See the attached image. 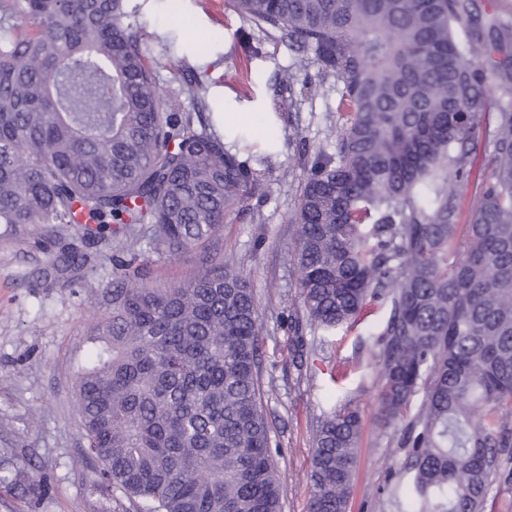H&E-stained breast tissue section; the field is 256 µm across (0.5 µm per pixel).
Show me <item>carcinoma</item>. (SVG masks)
<instances>
[{"label":"carcinoma","mask_w":512,"mask_h":512,"mask_svg":"<svg viewBox=\"0 0 512 512\" xmlns=\"http://www.w3.org/2000/svg\"><path fill=\"white\" fill-rule=\"evenodd\" d=\"M229 3L312 54L308 94L336 80V153H317L292 218L298 285L325 330L369 299L388 307L377 415L406 452L404 512H484L493 486L512 487V104L463 229L448 176L464 184L477 150L483 59L499 56L512 96V14L476 0ZM141 40L129 0H0V224L60 240L83 224L177 254L246 209L254 173L163 98ZM86 261L72 247L50 270ZM115 268L77 381L93 489L122 490L136 512H281L246 274L215 250L170 286L149 284L136 253ZM360 433L349 408L320 421L308 512H346ZM0 485L28 491L1 456Z\"/></svg>","instance_id":"cac0c4a2"}]
</instances>
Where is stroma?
<instances>
[{"label": "stroma", "instance_id": "1", "mask_svg": "<svg viewBox=\"0 0 512 512\" xmlns=\"http://www.w3.org/2000/svg\"><path fill=\"white\" fill-rule=\"evenodd\" d=\"M143 48L163 56L157 80L168 94L200 81L207 108L182 98L187 112H200L206 130L220 112H244L252 122L245 139H225L260 180L247 209L232 215L218 240L225 263L250 279L262 321L259 379L270 426L272 455L281 476V512H308L309 471L315 427L324 416L350 407L362 416L358 463L347 512H397L391 487L401 480L405 451L393 430L376 419L377 368L373 334L386 306L368 302L355 322L325 331L307 319L297 288L290 224L302 192L307 161L334 153L327 138L340 126L334 79L319 95L302 86L280 90L283 69L298 78L318 67L302 53L267 39L226 0H132ZM493 91L481 112L479 148L469 180L458 187L460 221H467L483 181L497 107ZM277 151L280 168L267 172L264 156ZM94 256L68 279L43 280L51 251L38 226L0 224V453L31 484L22 494L0 487V512H131L118 491L92 492L95 462L83 455L76 408V375L92 346L96 323L106 309L104 291L116 276L112 246L72 228Z\"/></svg>", "mask_w": 512, "mask_h": 512}]
</instances>
